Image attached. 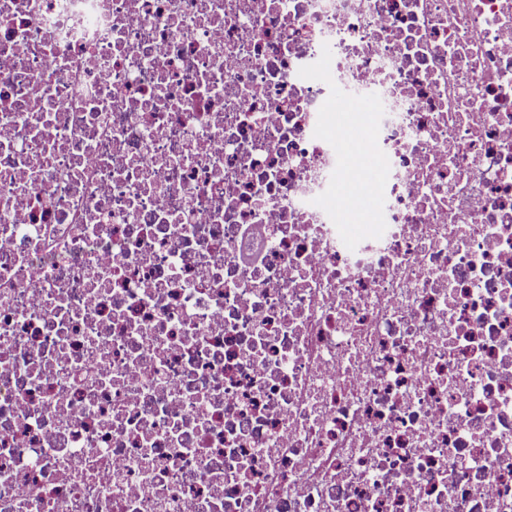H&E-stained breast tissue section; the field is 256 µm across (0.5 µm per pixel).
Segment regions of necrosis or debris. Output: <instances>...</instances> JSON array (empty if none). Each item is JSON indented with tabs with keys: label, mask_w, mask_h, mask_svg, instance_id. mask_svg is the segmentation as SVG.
I'll use <instances>...</instances> for the list:
<instances>
[{
	"label": "necrosis or debris",
	"mask_w": 512,
	"mask_h": 512,
	"mask_svg": "<svg viewBox=\"0 0 512 512\" xmlns=\"http://www.w3.org/2000/svg\"><path fill=\"white\" fill-rule=\"evenodd\" d=\"M0 512H512V0H0Z\"/></svg>",
	"instance_id": "necrosis-or-debris-1"
}]
</instances>
